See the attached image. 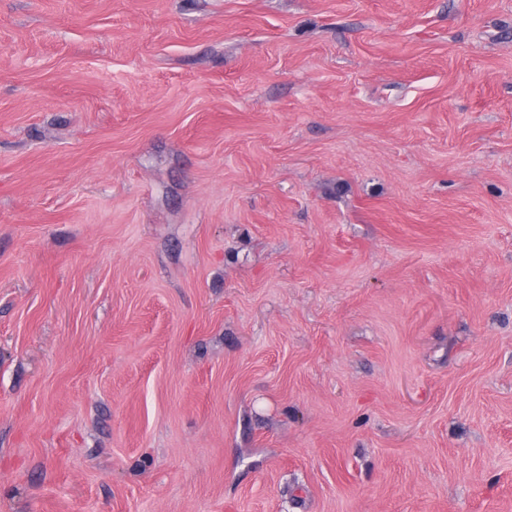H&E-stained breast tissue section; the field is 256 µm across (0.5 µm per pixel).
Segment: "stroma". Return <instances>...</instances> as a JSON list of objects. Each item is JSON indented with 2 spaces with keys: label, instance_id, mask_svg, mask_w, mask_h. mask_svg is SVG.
Returning a JSON list of instances; mask_svg holds the SVG:
<instances>
[{
  "label": "stroma",
  "instance_id": "35a3bbf8",
  "mask_svg": "<svg viewBox=\"0 0 512 512\" xmlns=\"http://www.w3.org/2000/svg\"><path fill=\"white\" fill-rule=\"evenodd\" d=\"M0 512H512V0H0Z\"/></svg>",
  "mask_w": 512,
  "mask_h": 512
}]
</instances>
